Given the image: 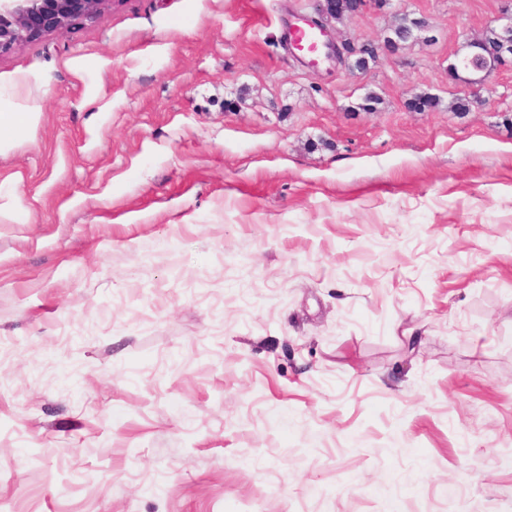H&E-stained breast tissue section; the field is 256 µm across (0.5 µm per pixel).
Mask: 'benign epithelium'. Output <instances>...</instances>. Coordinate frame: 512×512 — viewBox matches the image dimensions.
Returning <instances> with one entry per match:
<instances>
[{
    "label": "benign epithelium",
    "instance_id": "obj_1",
    "mask_svg": "<svg viewBox=\"0 0 512 512\" xmlns=\"http://www.w3.org/2000/svg\"><path fill=\"white\" fill-rule=\"evenodd\" d=\"M111 0H0V51L20 45L39 35L63 31L75 24L95 19ZM349 0H317L318 23L330 41L344 46L347 56L374 58L379 46L355 44L338 39L334 25L342 23L353 11ZM497 28L503 34L498 49L488 38H471L464 45L462 63H452L448 73L461 87L477 91L486 87L488 77L507 64L512 65V7L501 13Z\"/></svg>",
    "mask_w": 512,
    "mask_h": 512
}]
</instances>
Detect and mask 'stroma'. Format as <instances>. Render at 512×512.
Returning a JSON list of instances; mask_svg holds the SVG:
<instances>
[{"mask_svg": "<svg viewBox=\"0 0 512 512\" xmlns=\"http://www.w3.org/2000/svg\"><path fill=\"white\" fill-rule=\"evenodd\" d=\"M503 0H119L0 53V512H512ZM377 95L374 111L362 109ZM349 1L350 0H317V13L319 15L317 21L324 29L330 41L336 47L340 43L346 50V56L351 57L356 55L361 57L355 60V65L364 67L368 57L376 58L378 49L381 47L385 48L384 39L390 35H388V32L383 37L381 46H377L373 43L355 44L354 42H347V39H341L339 41L337 37L336 23L344 22L345 19H347L351 14L356 13L367 2L365 0H356L357 3L354 10H350L348 8ZM331 26H334V28ZM497 28L502 32L503 46L499 50L489 43L488 38H471L463 46L464 59L451 63L448 73L463 88L477 90L486 87L488 77L507 64L512 65L510 38L512 39V3L510 8L501 13L497 19ZM403 27L392 33V39L387 40L392 47L396 48L400 44L407 43L410 40L422 38L423 33L428 31V26L423 19L409 18L405 16L402 20ZM289 52L309 68L318 69L328 49L320 28L310 19L299 18L284 31ZM34 112H2L0 113V150L8 139L19 132L25 125L32 122Z\"/></svg>", "mask_w": 512, "mask_h": 512, "instance_id": "obj_1", "label": "stroma"}]
</instances>
